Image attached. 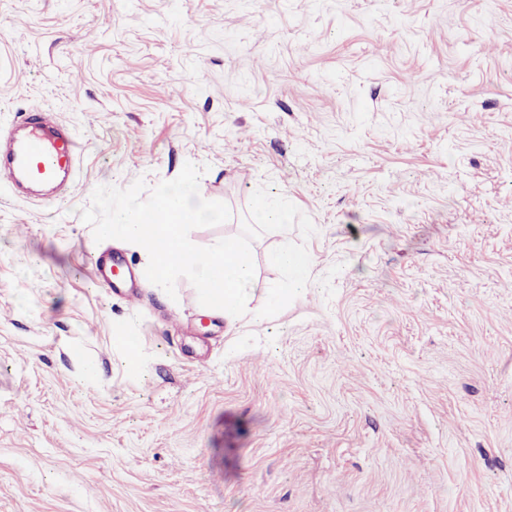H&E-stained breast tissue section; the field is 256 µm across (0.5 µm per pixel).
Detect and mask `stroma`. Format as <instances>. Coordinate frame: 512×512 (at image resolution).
<instances>
[{
  "label": "stroma",
  "instance_id": "stroma-1",
  "mask_svg": "<svg viewBox=\"0 0 512 512\" xmlns=\"http://www.w3.org/2000/svg\"><path fill=\"white\" fill-rule=\"evenodd\" d=\"M27 112L82 151L52 203L0 172V512H512V0H0ZM188 162L196 244L262 186L315 226L262 324L80 217Z\"/></svg>",
  "mask_w": 512,
  "mask_h": 512
}]
</instances>
